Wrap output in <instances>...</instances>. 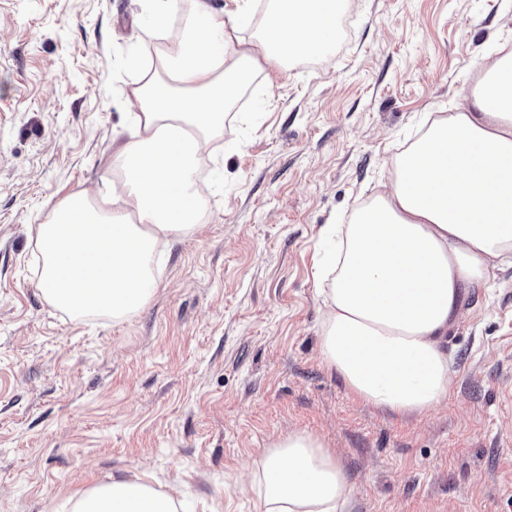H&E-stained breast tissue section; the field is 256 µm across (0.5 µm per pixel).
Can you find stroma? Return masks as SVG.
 I'll return each instance as SVG.
<instances>
[{
	"label": "stroma",
	"instance_id": "obj_1",
	"mask_svg": "<svg viewBox=\"0 0 512 512\" xmlns=\"http://www.w3.org/2000/svg\"><path fill=\"white\" fill-rule=\"evenodd\" d=\"M326 55L259 74L207 146L202 230L162 248L121 323L74 321L37 288L33 225L101 187L131 128L142 0H0V512H68L150 475L181 512H259L247 477L280 434L323 435L354 512H512V266L469 289L431 414L359 401L322 364L325 225L387 181L427 113L512 46L506 0H342Z\"/></svg>",
	"mask_w": 512,
	"mask_h": 512
}]
</instances>
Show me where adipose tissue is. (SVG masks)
<instances>
[{
    "label": "adipose tissue",
    "mask_w": 512,
    "mask_h": 512,
    "mask_svg": "<svg viewBox=\"0 0 512 512\" xmlns=\"http://www.w3.org/2000/svg\"><path fill=\"white\" fill-rule=\"evenodd\" d=\"M193 0L181 38L132 81L133 134L112 150L102 191L53 204L32 239L38 289L73 320L120 322L155 296L160 247L197 232L207 195L197 172L239 93L265 67L327 53L338 0ZM251 36H244L248 26ZM455 112L432 113L391 161L382 191L357 204L315 272L319 347L363 403L424 416L447 397L448 329L467 288L512 265V48L500 46ZM261 512H353L356 490L318 434L281 435L253 460ZM171 493L115 478L79 493L71 512H178Z\"/></svg>",
    "instance_id": "1"
}]
</instances>
